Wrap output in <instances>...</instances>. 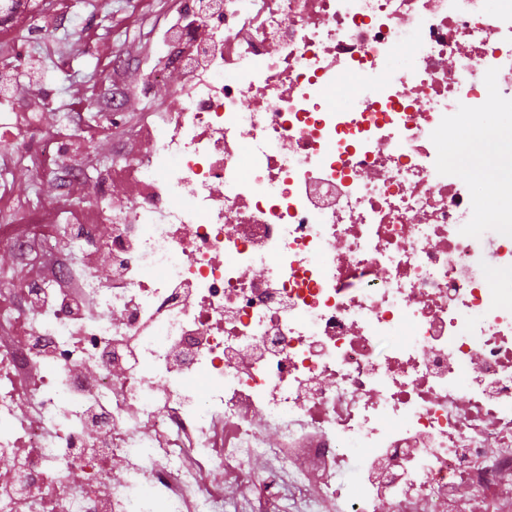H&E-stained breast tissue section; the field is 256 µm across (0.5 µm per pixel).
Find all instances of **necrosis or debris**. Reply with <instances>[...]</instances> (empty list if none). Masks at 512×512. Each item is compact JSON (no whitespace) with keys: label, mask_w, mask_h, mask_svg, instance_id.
<instances>
[{"label":"necrosis or debris","mask_w":512,"mask_h":512,"mask_svg":"<svg viewBox=\"0 0 512 512\" xmlns=\"http://www.w3.org/2000/svg\"><path fill=\"white\" fill-rule=\"evenodd\" d=\"M164 44L180 103L92 220L62 246L38 216L0 227L55 259L25 308L0 298L26 339L0 347V512H225L257 462L259 512H500L512 210L469 223L457 145L493 126L454 110L512 99V0H183ZM348 75L369 90L340 107Z\"/></svg>","instance_id":"obj_1"}]
</instances>
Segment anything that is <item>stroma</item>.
Here are the masks:
<instances>
[{
    "label": "stroma",
    "mask_w": 512,
    "mask_h": 512,
    "mask_svg": "<svg viewBox=\"0 0 512 512\" xmlns=\"http://www.w3.org/2000/svg\"><path fill=\"white\" fill-rule=\"evenodd\" d=\"M38 26L17 25L14 40L24 59L8 73L12 83L9 106L0 105V157L12 154L16 142L10 131L28 122L67 144L65 165L80 167L81 181L93 185L99 173L146 153L141 133L147 108H172V91L181 74L165 69L155 43L175 17L178 0H67L58 8L47 0ZM94 30L101 40L87 51L77 39ZM164 70L150 98L140 87L154 70ZM120 94L124 107L110 118L99 94L102 84ZM49 95L52 108L29 111L32 99ZM87 192L70 190L68 180L48 177L35 180L28 166L9 168L6 183H0V211L22 223L29 211L68 209L72 222L85 219L95 204ZM45 269L35 248L20 252L0 246V289L18 281L42 279Z\"/></svg>",
    "instance_id": "obj_1"
}]
</instances>
